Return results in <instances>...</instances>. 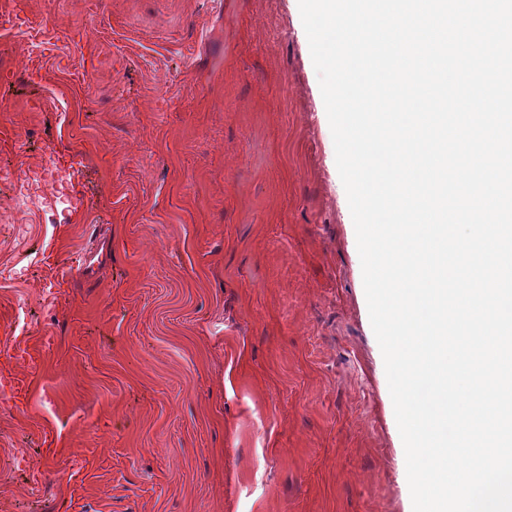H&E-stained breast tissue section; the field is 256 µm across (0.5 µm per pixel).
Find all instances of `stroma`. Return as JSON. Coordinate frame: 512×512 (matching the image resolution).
<instances>
[{
  "label": "stroma",
  "instance_id": "obj_1",
  "mask_svg": "<svg viewBox=\"0 0 512 512\" xmlns=\"http://www.w3.org/2000/svg\"><path fill=\"white\" fill-rule=\"evenodd\" d=\"M0 57V169L50 149L84 197L53 222L0 182L42 355L0 512H412L298 0H0Z\"/></svg>",
  "mask_w": 512,
  "mask_h": 512
}]
</instances>
